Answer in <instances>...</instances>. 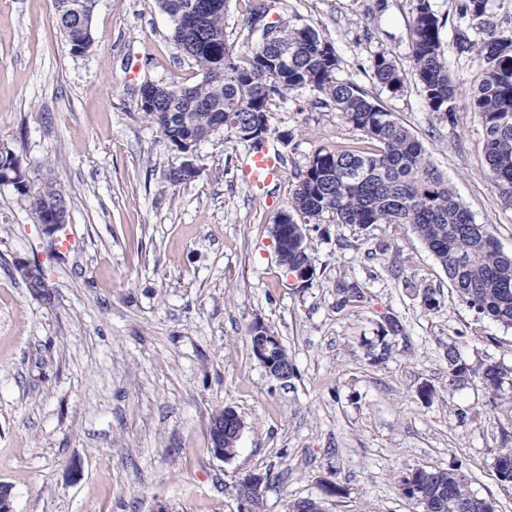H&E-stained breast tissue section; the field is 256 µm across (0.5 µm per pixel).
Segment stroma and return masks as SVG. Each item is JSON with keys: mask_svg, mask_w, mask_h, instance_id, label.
Returning <instances> with one entry per match:
<instances>
[{"mask_svg": "<svg viewBox=\"0 0 512 512\" xmlns=\"http://www.w3.org/2000/svg\"><path fill=\"white\" fill-rule=\"evenodd\" d=\"M443 21L455 116L432 112L411 65L416 0H276L270 21L331 43L336 76L360 86L422 140L476 223L512 253V211L487 178L484 128L466 106L481 75L459 34L512 29V0H488L483 23L459 0H429ZM155 0H98L92 48L75 55L54 0H0V144L31 178L44 170L68 195L67 222L35 223L29 201L0 185V482L14 512H237L238 474L270 473L267 512L314 498L326 512H415L400 479L427 466L461 468L472 490L512 512L495 468L512 403L487 408L479 381L448 386L449 344L472 364L512 367V329L460 302L443 268L402 224L363 228L331 215L307 226L315 274L280 265L270 228L322 149L358 134L305 90L269 106L283 171L265 195L244 175L249 147L217 131L198 143L200 176L167 179L183 153L141 115L145 81L194 85L200 75L169 39ZM404 83L379 84L373 59ZM40 263L50 300L15 271ZM363 302L336 307L339 282ZM437 292L424 310L420 289ZM404 326L391 355L369 348L384 317ZM263 322L297 369L283 384L253 356ZM435 389L431 402L418 386ZM244 422L233 459L208 450L224 408ZM339 486L326 495L327 484ZM373 75L377 82L389 90L397 91L402 87V78L393 61L383 54L373 60Z\"/></svg>", "mask_w": 512, "mask_h": 512, "instance_id": "1", "label": "stroma"}]
</instances>
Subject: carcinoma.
<instances>
[{
    "mask_svg": "<svg viewBox=\"0 0 512 512\" xmlns=\"http://www.w3.org/2000/svg\"><path fill=\"white\" fill-rule=\"evenodd\" d=\"M170 21V41L193 61L201 79L192 86L176 82L144 83L150 105L143 117L157 126L170 145L194 142L213 131L216 118L226 119L224 133L235 135L227 118L246 116L270 126L274 99L310 89L323 95L321 105L334 107L356 130L353 146L320 150L299 175L288 206V244L278 250L280 264L293 274L312 260L305 242L294 241L296 217L310 224L326 213L338 224H407L444 269L459 301L476 313L512 328V253L500 249L490 225L475 222L452 186L430 161L426 146L394 113L376 103L357 84L336 78L340 60L335 48L309 27L271 26L276 38L266 40L257 21L268 11L265 3L251 6L247 25L255 37L241 59L224 36L228 0H156ZM488 0H464L460 13L473 21L486 13ZM59 30L82 54L93 44L92 23L97 0H55ZM442 21L429 0H417L411 26V62L429 108L453 120L457 89L448 75L442 50ZM473 42L460 35L458 48L472 52L484 65V75L472 88L468 106L484 127L483 151L488 179L502 205L512 209V29H489ZM377 82L392 91L402 87L393 61L383 54L373 60ZM16 191L30 198L37 224L49 223L47 202L62 192L52 174L26 178ZM339 309L363 301L359 285L336 288ZM403 326L393 318L380 327L375 360L387 358L391 339ZM448 386L477 379L490 403L512 388L508 371L496 363L472 366L455 344H448ZM501 447L495 449L499 480L512 487V433L500 428ZM411 502L429 504L431 512H496L495 502L480 497L459 468L417 467L400 480Z\"/></svg>",
    "mask_w": 512,
    "mask_h": 512,
    "instance_id": "1",
    "label": "carcinoma"
}]
</instances>
